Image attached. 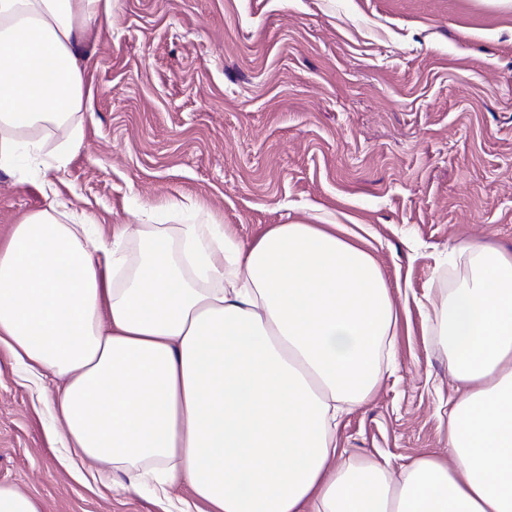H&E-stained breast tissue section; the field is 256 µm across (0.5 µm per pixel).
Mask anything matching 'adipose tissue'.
<instances>
[{
  "instance_id": "adipose-tissue-1",
  "label": "adipose tissue",
  "mask_w": 512,
  "mask_h": 512,
  "mask_svg": "<svg viewBox=\"0 0 512 512\" xmlns=\"http://www.w3.org/2000/svg\"><path fill=\"white\" fill-rule=\"evenodd\" d=\"M111 8L0 0V172L37 169L47 201L0 243V346L60 381L51 439L106 487L188 484L196 512H512V257L461 245L475 270L434 307L447 457H345L336 420L375 389L399 315L363 246L334 224L245 244L192 212L107 239L50 178L83 143L79 42Z\"/></svg>"
}]
</instances>
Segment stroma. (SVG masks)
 <instances>
[{
  "label": "stroma",
  "instance_id": "stroma-1",
  "mask_svg": "<svg viewBox=\"0 0 512 512\" xmlns=\"http://www.w3.org/2000/svg\"><path fill=\"white\" fill-rule=\"evenodd\" d=\"M92 90L78 152L53 172L73 210L177 225L195 203L247 242L273 224L365 238L399 307L393 364L338 419L339 448L393 466L448 452V352L426 335L456 249L512 254V7L494 0H113L79 47ZM46 199L0 174V241ZM52 391L0 348V483L44 512H178L89 484L50 442Z\"/></svg>",
  "mask_w": 512,
  "mask_h": 512
}]
</instances>
